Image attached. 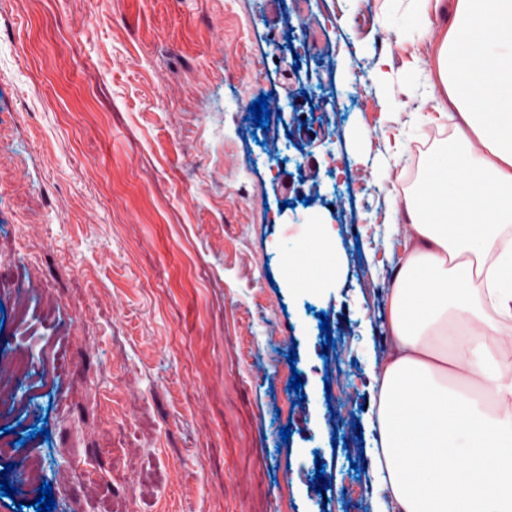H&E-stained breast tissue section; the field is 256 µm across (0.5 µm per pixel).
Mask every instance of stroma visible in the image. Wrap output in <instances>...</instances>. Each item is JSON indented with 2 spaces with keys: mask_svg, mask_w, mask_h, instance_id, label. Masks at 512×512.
I'll use <instances>...</instances> for the list:
<instances>
[{
  "mask_svg": "<svg viewBox=\"0 0 512 512\" xmlns=\"http://www.w3.org/2000/svg\"><path fill=\"white\" fill-rule=\"evenodd\" d=\"M293 3L0 0V356L28 363L0 395V512L45 482L52 512H371L386 217L453 129L412 118L443 96L392 0ZM313 163L318 196L286 190ZM307 222L332 246L315 288L284 264Z\"/></svg>",
  "mask_w": 512,
  "mask_h": 512,
  "instance_id": "35a3bbf8",
  "label": "stroma"
}]
</instances>
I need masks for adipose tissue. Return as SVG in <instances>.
<instances>
[{"instance_id":"ef3b65f1","label":"adipose tissue","mask_w":512,"mask_h":512,"mask_svg":"<svg viewBox=\"0 0 512 512\" xmlns=\"http://www.w3.org/2000/svg\"><path fill=\"white\" fill-rule=\"evenodd\" d=\"M395 31L435 44L449 109L423 120L454 132L387 214L408 231L389 261L391 349L370 372L371 508L512 512V0H414Z\"/></svg>"}]
</instances>
